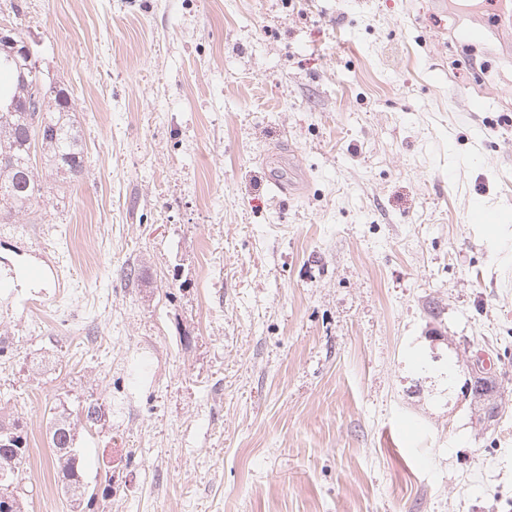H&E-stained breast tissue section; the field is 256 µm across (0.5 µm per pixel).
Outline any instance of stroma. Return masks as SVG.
<instances>
[{"label": "stroma", "instance_id": "obj_1", "mask_svg": "<svg viewBox=\"0 0 512 512\" xmlns=\"http://www.w3.org/2000/svg\"><path fill=\"white\" fill-rule=\"evenodd\" d=\"M4 25L86 161L0 235L29 512H74L59 398L105 408L92 512H512V8L0 0ZM467 377L463 396L469 399L474 395V405L478 402V407L480 408L478 411L480 422L484 423L492 420L496 416L498 409L492 410L495 396L487 388L492 386V382H497V379L478 365L471 367L467 371Z\"/></svg>", "mask_w": 512, "mask_h": 512}]
</instances>
